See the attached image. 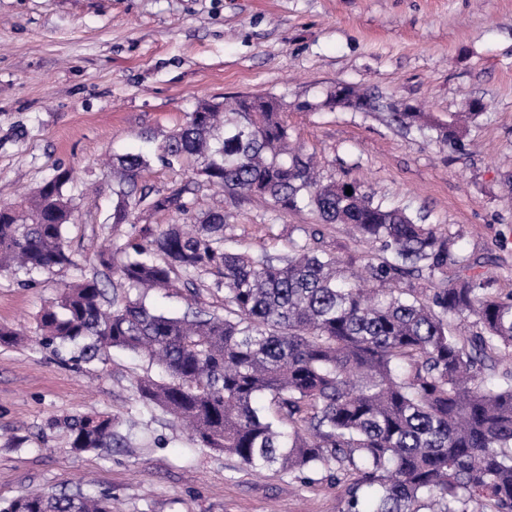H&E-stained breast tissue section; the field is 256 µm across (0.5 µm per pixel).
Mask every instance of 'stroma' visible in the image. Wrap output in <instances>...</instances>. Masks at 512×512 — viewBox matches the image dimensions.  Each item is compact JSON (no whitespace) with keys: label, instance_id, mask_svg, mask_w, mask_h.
Wrapping results in <instances>:
<instances>
[{"label":"stroma","instance_id":"obj_1","mask_svg":"<svg viewBox=\"0 0 512 512\" xmlns=\"http://www.w3.org/2000/svg\"><path fill=\"white\" fill-rule=\"evenodd\" d=\"M339 85L417 107L423 129L325 107ZM238 94L284 104L322 180L422 217L512 291V0H0V204L63 169L76 206L75 266L36 274L33 288L0 273V326L33 330L68 284L99 272L102 246H124L131 227L108 222L106 158L152 157L200 101ZM473 100L485 108L463 148L438 141ZM139 182L192 185L195 210H224L241 250L281 255L319 226L347 272L379 258L346 225L195 186L183 167L152 158ZM158 374L131 351L77 365L28 340L0 345V505L53 489L106 495L112 512H342L346 485L326 472H252L144 408L135 381ZM102 412L127 447L73 452L64 419Z\"/></svg>","mask_w":512,"mask_h":512}]
</instances>
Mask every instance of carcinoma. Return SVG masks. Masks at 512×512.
<instances>
[{"mask_svg":"<svg viewBox=\"0 0 512 512\" xmlns=\"http://www.w3.org/2000/svg\"><path fill=\"white\" fill-rule=\"evenodd\" d=\"M274 96L202 101L167 135L157 158L187 166L231 197H255L286 212L304 203L325 224H348L383 255L365 267V288L321 246L323 232L272 257L226 246L219 209L194 213L186 188L137 186L141 154L112 158V227L131 226L120 251L99 255L120 285L117 304L101 279L70 286L37 319L39 344L103 362L114 348L148 358L164 378L136 392L186 423L205 448L253 471L302 476L331 468L348 480L343 512H512V292L503 298L448 236L402 208L374 202L355 183L325 184L291 146ZM460 126L438 128L459 145ZM60 170L26 202L0 205V272L28 277L76 265L66 244L75 207ZM352 194L345 193L346 187ZM194 220L137 227L134 211ZM224 293V315L188 306L180 316L147 304L151 291L197 280ZM78 452L120 448L108 414L67 423ZM0 512H112L109 498L80 491L18 497Z\"/></svg>","mask_w":512,"mask_h":512,"instance_id":"1","label":"carcinoma"}]
</instances>
